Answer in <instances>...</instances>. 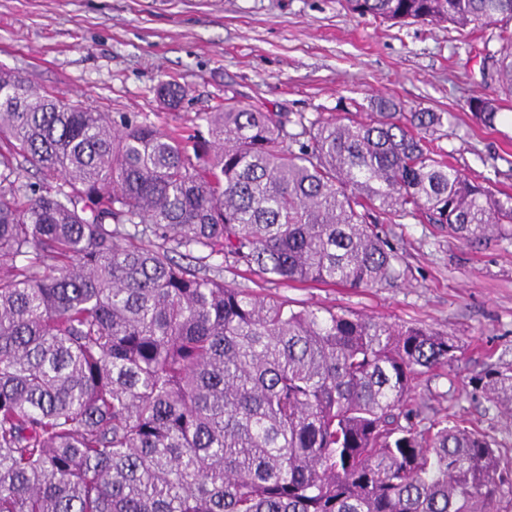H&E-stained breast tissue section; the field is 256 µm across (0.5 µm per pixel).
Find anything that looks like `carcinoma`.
Segmentation results:
<instances>
[{
  "instance_id": "carcinoma-1",
  "label": "carcinoma",
  "mask_w": 512,
  "mask_h": 512,
  "mask_svg": "<svg viewBox=\"0 0 512 512\" xmlns=\"http://www.w3.org/2000/svg\"><path fill=\"white\" fill-rule=\"evenodd\" d=\"M383 22L500 24L512 0H345ZM495 127L500 98L469 102ZM310 118L224 99L207 135L114 125L0 69V512H500L512 457L458 421L417 428L413 381L461 346L416 325L224 281L373 288L379 225L480 245L512 224L431 147L439 112L339 100ZM46 182L24 180L23 163ZM512 418V364L471 378Z\"/></svg>"
}]
</instances>
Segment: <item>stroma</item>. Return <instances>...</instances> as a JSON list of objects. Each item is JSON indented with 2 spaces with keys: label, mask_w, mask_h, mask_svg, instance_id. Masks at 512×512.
<instances>
[{
  "label": "stroma",
  "mask_w": 512,
  "mask_h": 512,
  "mask_svg": "<svg viewBox=\"0 0 512 512\" xmlns=\"http://www.w3.org/2000/svg\"><path fill=\"white\" fill-rule=\"evenodd\" d=\"M498 32L383 23L344 0H0V68L111 119L184 134L232 93L325 118L340 98L384 96L408 112L447 113L438 147L512 194V107L488 129L468 105L495 93L481 51L498 48ZM168 82L187 91L174 108L158 93ZM383 231L400 258L394 283L277 293L300 308L349 309L456 339L459 360L419 376L412 395L426 404V423L465 420L512 456V421L472 399L468 385L489 358L512 363V233L470 245L412 219Z\"/></svg>",
  "instance_id": "35a3bbf8"
}]
</instances>
